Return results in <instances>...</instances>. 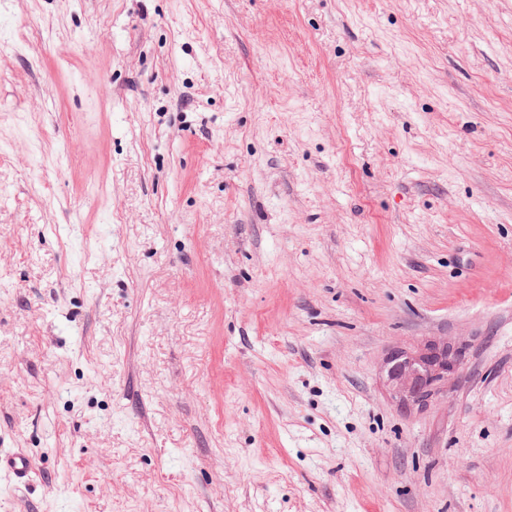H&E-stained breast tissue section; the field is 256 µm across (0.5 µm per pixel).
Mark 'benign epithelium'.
<instances>
[{"label":"benign epithelium","instance_id":"1","mask_svg":"<svg viewBox=\"0 0 512 512\" xmlns=\"http://www.w3.org/2000/svg\"><path fill=\"white\" fill-rule=\"evenodd\" d=\"M466 362L465 346L448 341L446 336H433L409 347L389 349L381 372L394 403L423 409L448 396Z\"/></svg>","mask_w":512,"mask_h":512}]
</instances>
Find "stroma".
<instances>
[{
  "label": "stroma",
  "mask_w": 512,
  "mask_h": 512,
  "mask_svg": "<svg viewBox=\"0 0 512 512\" xmlns=\"http://www.w3.org/2000/svg\"><path fill=\"white\" fill-rule=\"evenodd\" d=\"M12 449L0 512H512V0H0ZM466 362L464 345L449 342L448 336H433L409 347L389 349L381 372L394 403L423 409L448 397ZM34 472V463L26 453L20 450L0 451V473L5 474L14 485L28 484Z\"/></svg>",
  "instance_id": "35a3bbf8"
}]
</instances>
